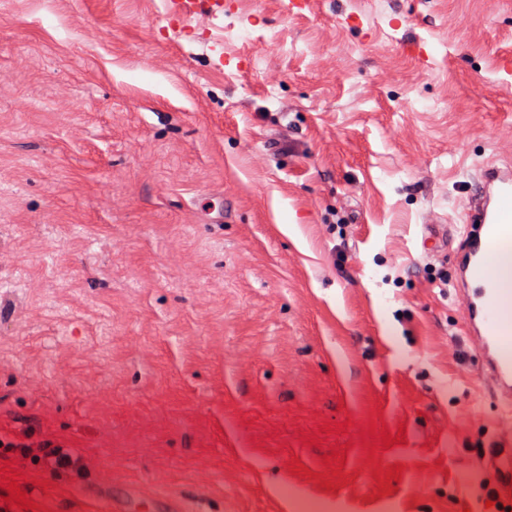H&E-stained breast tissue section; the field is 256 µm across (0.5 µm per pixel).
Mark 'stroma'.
Listing matches in <instances>:
<instances>
[{"label": "stroma", "instance_id": "obj_1", "mask_svg": "<svg viewBox=\"0 0 512 512\" xmlns=\"http://www.w3.org/2000/svg\"><path fill=\"white\" fill-rule=\"evenodd\" d=\"M510 57L512 0H235L194 35L165 0H0V433L85 465L45 490L9 454L21 490L500 512L497 410L452 255L422 241L512 162ZM378 416L406 435L379 499ZM342 444L348 481L320 488Z\"/></svg>", "mask_w": 512, "mask_h": 512}]
</instances>
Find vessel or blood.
I'll return each instance as SVG.
<instances>
[{"label":"vessel or blood","instance_id":"vessel-or-blood-1","mask_svg":"<svg viewBox=\"0 0 512 512\" xmlns=\"http://www.w3.org/2000/svg\"><path fill=\"white\" fill-rule=\"evenodd\" d=\"M167 13L188 32L209 20L199 0H167ZM464 210L477 231L464 236L453 254L456 295L465 333L480 361L478 379L503 407L498 444L485 449L484 458L497 477V498L506 501L512 499V283L492 276L491 265L496 256H512V165L486 167L480 193ZM112 512H188V507L183 499L126 485L113 496Z\"/></svg>","mask_w":512,"mask_h":512}]
</instances>
